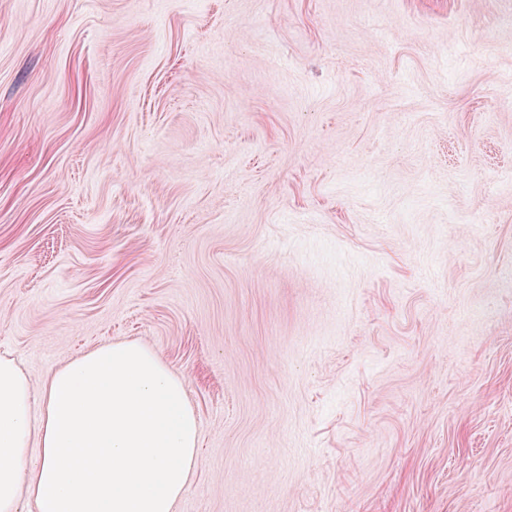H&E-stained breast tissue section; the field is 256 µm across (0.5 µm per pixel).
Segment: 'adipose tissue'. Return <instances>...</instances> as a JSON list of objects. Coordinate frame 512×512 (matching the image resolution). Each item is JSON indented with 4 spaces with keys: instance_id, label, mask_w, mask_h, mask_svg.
Wrapping results in <instances>:
<instances>
[{
    "instance_id": "1",
    "label": "adipose tissue",
    "mask_w": 512,
    "mask_h": 512,
    "mask_svg": "<svg viewBox=\"0 0 512 512\" xmlns=\"http://www.w3.org/2000/svg\"><path fill=\"white\" fill-rule=\"evenodd\" d=\"M199 448L184 378L143 345L97 347L38 391L0 357V512H173Z\"/></svg>"
}]
</instances>
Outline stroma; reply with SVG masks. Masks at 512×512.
Returning <instances> with one entry per match:
<instances>
[{"label": "stroma", "mask_w": 512, "mask_h": 512, "mask_svg": "<svg viewBox=\"0 0 512 512\" xmlns=\"http://www.w3.org/2000/svg\"><path fill=\"white\" fill-rule=\"evenodd\" d=\"M124 341L173 512H512V0H0V356Z\"/></svg>", "instance_id": "1"}]
</instances>
